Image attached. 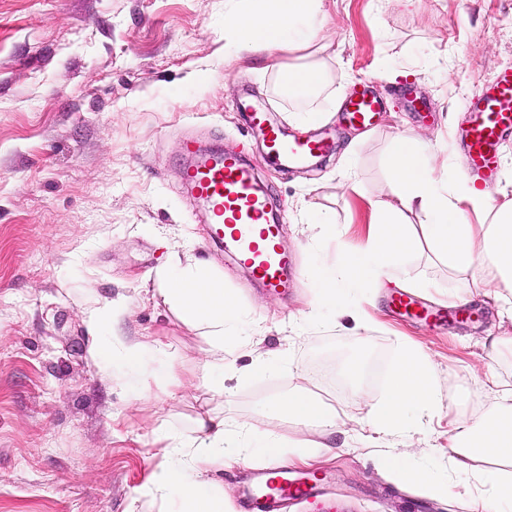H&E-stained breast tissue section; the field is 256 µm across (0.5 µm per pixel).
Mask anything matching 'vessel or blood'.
I'll list each match as a JSON object with an SVG mask.
<instances>
[{"mask_svg": "<svg viewBox=\"0 0 512 512\" xmlns=\"http://www.w3.org/2000/svg\"><path fill=\"white\" fill-rule=\"evenodd\" d=\"M237 109L262 137L270 163L284 168L302 166L336 149L330 128L286 138L268 123L264 109L243 99ZM384 109V102L365 87L354 90L340 107L344 122L362 129L374 126ZM466 112L459 140L470 173L487 190H494L501 171V147L512 136V67L499 69L480 88ZM186 156L184 179L192 196L205 203L213 237L233 247L265 288L286 292L292 259L282 245L279 224L269 218L268 190L253 168L239 154H207L191 143L186 146ZM392 303L399 313L435 324L448 318L446 311L422 307L407 294L394 296ZM301 500L313 502L318 512H342L336 503L325 499L322 480L269 468L254 473L253 486L241 507L243 512H284L289 503Z\"/></svg>", "mask_w": 512, "mask_h": 512, "instance_id": "vessel-or-blood-1", "label": "vessel or blood"}]
</instances>
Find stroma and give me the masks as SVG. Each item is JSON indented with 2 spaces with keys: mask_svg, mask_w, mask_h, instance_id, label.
<instances>
[{
  "mask_svg": "<svg viewBox=\"0 0 512 512\" xmlns=\"http://www.w3.org/2000/svg\"><path fill=\"white\" fill-rule=\"evenodd\" d=\"M231 0H0V512H171L169 500L143 491L164 450L155 431L186 440L210 408L246 440L308 438L266 404L297 384L338 415L326 441L336 450L316 469L346 512H402L405 500L428 512H469L482 478L500 462L477 456L458 468L448 423L479 417L498 402L490 376L512 387V345H493L512 328L481 293L465 302L475 320L449 315L432 325L391 306L395 285L355 291L369 303L370 327L305 318L325 257L363 244L372 203L387 191L386 160L401 134L419 135L448 178L468 176L454 142L465 102L501 67L512 66V0H324L320 26L330 85L316 100L325 121L297 120L304 101L281 95L276 50L224 56ZM370 81L391 110L364 131L340 128L336 150L316 166L267 163L261 138L235 108L241 98L265 107L290 134L335 124L331 100ZM246 157L271 190L294 274L287 293L252 281L233 252L210 237L204 205L183 182L187 140ZM355 188H347V180ZM335 212L336 233L314 235L315 210ZM211 268L238 300L237 340H225L234 374L225 396L212 394L203 365L212 345L204 327L184 323L158 292L172 263ZM395 275L421 281L414 296L435 307L448 267L427 242ZM125 312L106 340L111 372L90 355L89 316ZM161 340L136 367L122 347ZM409 340L434 359L438 408L408 436L378 438L365 418L382 400ZM282 352L284 368L246 374L256 354ZM175 372L184 394L141 395V372ZM498 383V384H499ZM431 452L450 491L430 496L378 470L383 453ZM273 461L253 453L210 473L226 512H240L248 473Z\"/></svg>",
  "mask_w": 512,
  "mask_h": 512,
  "instance_id": "35a3bbf8",
  "label": "stroma"
}]
</instances>
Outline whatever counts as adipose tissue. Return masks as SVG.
Masks as SVG:
<instances>
[{
    "instance_id": "obj_1",
    "label": "adipose tissue",
    "mask_w": 512,
    "mask_h": 512,
    "mask_svg": "<svg viewBox=\"0 0 512 512\" xmlns=\"http://www.w3.org/2000/svg\"><path fill=\"white\" fill-rule=\"evenodd\" d=\"M322 13L323 0H239L238 8L224 17V41L237 52L256 46L291 54L308 51L307 62L282 69L280 89L289 97L311 101L329 84L323 59L326 48L317 42ZM388 166V193L373 205L374 222L366 245L337 253L325 265L312 309L327 305L348 318L354 328L366 327L368 316L348 307L345 299L352 291L378 285L414 249L416 240L406 218L415 213L423 215L428 238L448 262V278L455 283L448 291V303L463 301L466 291L461 284L480 260L488 261L493 269L481 283L485 293L496 296L501 288H512V206L495 207L486 190L448 181L439 174L434 157L411 135L395 138ZM160 293L184 322L206 327L216 354L205 362L204 372L210 389L223 394L224 331L237 318L235 296L205 270L178 266L163 277ZM401 350L387 397L373 405L367 416L368 425L380 432L404 431L410 410L427 415L435 408L433 362L415 346L405 344ZM268 409L321 431L336 425L335 412L300 388L271 400ZM196 430L191 441L194 454L188 461L183 460L181 445L173 435L155 434V442L165 448L166 460L156 467L149 491L178 497L181 512H214L203 474L210 466L240 461L248 450L242 440L229 436L221 414L200 415ZM448 446L460 462L477 454L512 461V389L502 390L490 413L452 421ZM264 451L303 467L334 456L332 448L315 440L289 447L272 440ZM383 469L428 494L443 489L430 466L411 463L407 455L385 458Z\"/></svg>"
}]
</instances>
